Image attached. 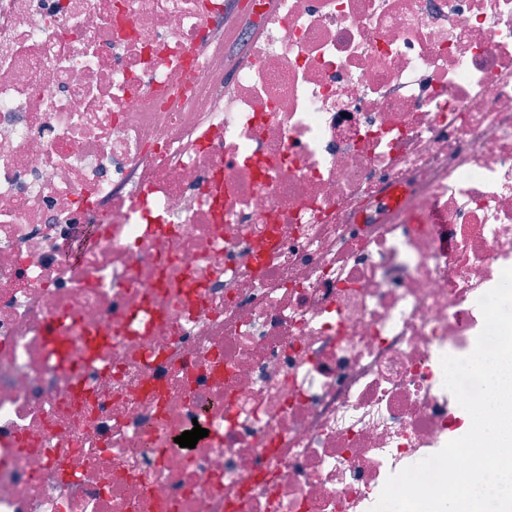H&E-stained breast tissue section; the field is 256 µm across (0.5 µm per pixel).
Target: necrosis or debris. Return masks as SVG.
Returning <instances> with one entry per match:
<instances>
[{
  "label": "necrosis or debris",
  "mask_w": 512,
  "mask_h": 512,
  "mask_svg": "<svg viewBox=\"0 0 512 512\" xmlns=\"http://www.w3.org/2000/svg\"><path fill=\"white\" fill-rule=\"evenodd\" d=\"M507 267L512 0H0V512H370Z\"/></svg>",
  "instance_id": "1"
}]
</instances>
